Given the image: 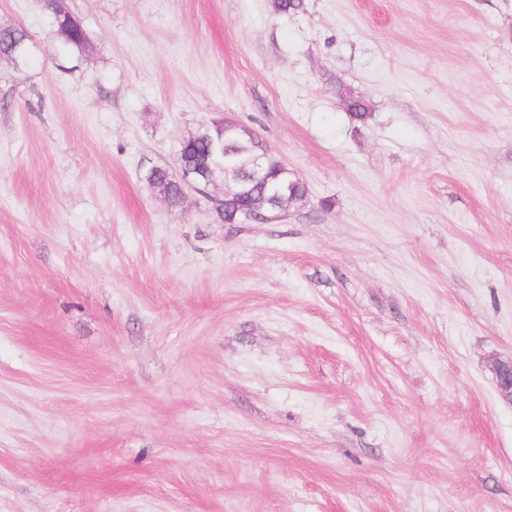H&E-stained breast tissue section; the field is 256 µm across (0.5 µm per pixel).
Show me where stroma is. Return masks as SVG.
<instances>
[{"instance_id": "stroma-1", "label": "stroma", "mask_w": 512, "mask_h": 512, "mask_svg": "<svg viewBox=\"0 0 512 512\" xmlns=\"http://www.w3.org/2000/svg\"><path fill=\"white\" fill-rule=\"evenodd\" d=\"M65 6L0 0V512H512V0ZM225 117L286 218L142 180ZM44 6L49 10L55 19L56 32L64 38L65 42L78 49L85 48L87 44L86 31L79 20L71 13L60 15L57 19L53 12V4L50 0L44 2ZM28 35L21 29L0 32V56L17 60L26 54ZM278 164L283 171L290 173L285 165L280 163ZM249 165L252 180L263 181L266 176L265 182L262 184L247 183L246 187L249 190H253L256 193H262L265 191L272 192L277 185L281 183L288 184V192L285 193V195H288V198L280 199L277 202V204L280 206L288 207V205L291 204L293 198L303 197L308 194V189L305 183L295 177H290L286 174L281 175V169L274 161L268 165L266 174V162L264 156L252 157L249 161ZM489 370L496 379L497 391L500 398L512 404V359L493 358L489 362Z\"/></svg>"}]
</instances>
